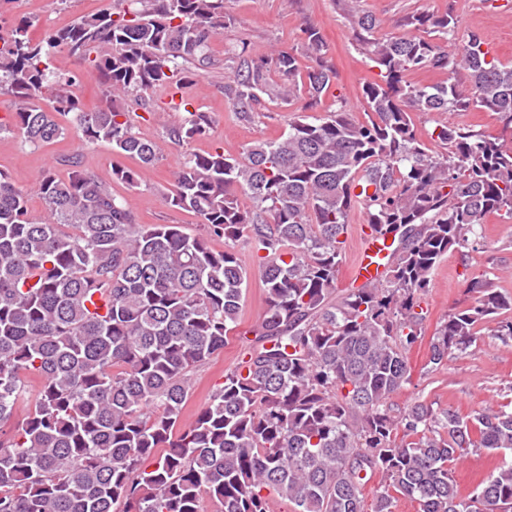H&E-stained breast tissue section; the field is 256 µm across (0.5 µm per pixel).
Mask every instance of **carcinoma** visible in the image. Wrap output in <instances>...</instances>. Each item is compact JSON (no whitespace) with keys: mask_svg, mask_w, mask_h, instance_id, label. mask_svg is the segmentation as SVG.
<instances>
[{"mask_svg":"<svg viewBox=\"0 0 512 512\" xmlns=\"http://www.w3.org/2000/svg\"><path fill=\"white\" fill-rule=\"evenodd\" d=\"M39 42L20 19L0 35V95L33 145L53 143L72 116L84 144L106 142L138 167L112 180L138 185L163 143L137 135L124 102L156 87L180 93L212 66L213 38L231 19L224 0H121ZM409 34H380L369 13L351 16L354 42L381 82L362 85L366 120L339 107L303 116L240 155L189 153L166 203L202 219V232L141 224L112 185L67 159V177L45 170L34 188L0 174V512H271L277 494L293 512H364L362 486L384 483L372 512L396 499L419 512H512V459L473 493L459 495L453 464L475 449L512 455V410L473 418L392 396L411 379L407 353L424 335L421 300L450 252L483 245L487 215L512 218V143L445 126L431 153L412 113L501 115L512 130V66L467 33L457 52L429 38L455 35L453 11L406 15ZM311 64L273 49L225 50L222 92L241 119L263 102L320 103L336 69L320 30L303 28ZM65 50L94 71L109 104L85 110L77 77L54 71ZM423 69L448 81L411 82ZM464 73L467 80L453 78ZM46 98L50 107L40 105ZM166 129L172 143L204 135L206 113ZM44 201L31 216L29 197ZM251 205L245 206L240 197ZM391 238L379 278L337 298L350 212ZM224 241V249L212 241ZM254 254L264 309L245 339L247 357L224 374L191 422L180 424L193 372L224 350L239 326L247 273L235 244ZM474 302L448 312L431 336L426 368L466 353L489 319L512 340V297L472 278ZM25 402L24 418L14 421Z\"/></svg>","mask_w":512,"mask_h":512,"instance_id":"1","label":"carcinoma"}]
</instances>
